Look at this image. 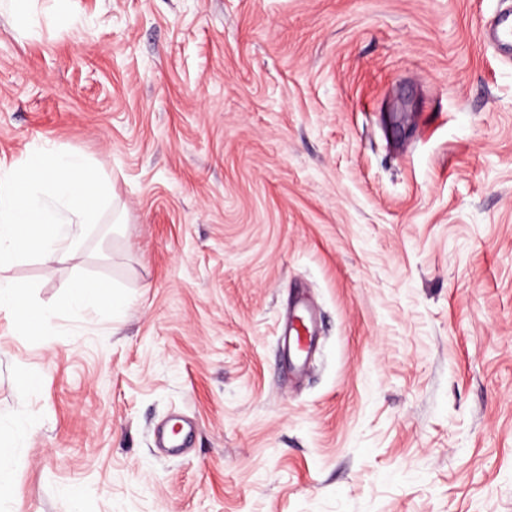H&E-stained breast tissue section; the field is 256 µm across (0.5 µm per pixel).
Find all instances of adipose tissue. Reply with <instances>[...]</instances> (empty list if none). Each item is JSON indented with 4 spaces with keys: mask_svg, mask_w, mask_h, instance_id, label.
<instances>
[{
    "mask_svg": "<svg viewBox=\"0 0 512 512\" xmlns=\"http://www.w3.org/2000/svg\"><path fill=\"white\" fill-rule=\"evenodd\" d=\"M121 302L111 287L100 281L79 277L70 285L67 298L53 308L34 305L26 291L12 279L0 276V315L15 331L31 335L46 334L55 320L102 309L119 311Z\"/></svg>",
    "mask_w": 512,
    "mask_h": 512,
    "instance_id": "adipose-tissue-1",
    "label": "adipose tissue"
}]
</instances>
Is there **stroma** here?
Here are the masks:
<instances>
[{
	"instance_id": "1",
	"label": "stroma",
	"mask_w": 512,
	"mask_h": 512,
	"mask_svg": "<svg viewBox=\"0 0 512 512\" xmlns=\"http://www.w3.org/2000/svg\"><path fill=\"white\" fill-rule=\"evenodd\" d=\"M32 4L0 162L81 153L110 205L72 264L0 273L124 311L0 315V512H512V57L481 39L512 0ZM102 309H109L114 313L121 309V302L114 289L96 279L76 278L71 283L64 302L53 308H44L34 305L28 299L26 289L20 288L8 277L0 276V315L7 318L17 332L45 335L59 318ZM31 315L36 320L33 326L29 322ZM286 334L289 337V349L296 357H301L306 352L311 340L308 316L305 310L297 312L289 321Z\"/></svg>"
}]
</instances>
